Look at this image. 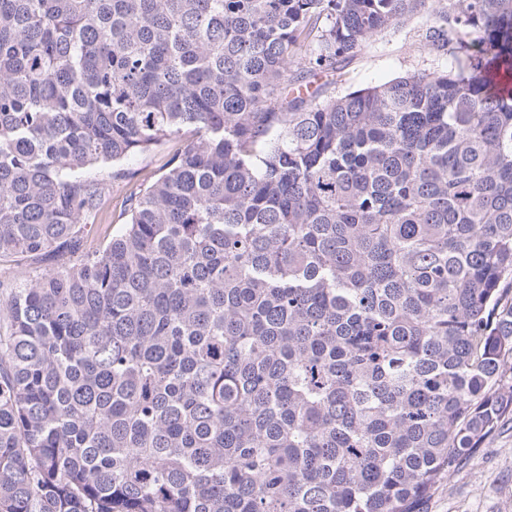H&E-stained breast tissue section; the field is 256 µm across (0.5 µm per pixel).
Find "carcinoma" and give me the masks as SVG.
Instances as JSON below:
<instances>
[{
    "label": "carcinoma",
    "instance_id": "cac0c4a2",
    "mask_svg": "<svg viewBox=\"0 0 512 512\" xmlns=\"http://www.w3.org/2000/svg\"><path fill=\"white\" fill-rule=\"evenodd\" d=\"M450 70L323 97L394 24ZM186 136L103 247L95 167ZM0 512H420L512 420V0H0Z\"/></svg>",
    "mask_w": 512,
    "mask_h": 512
}]
</instances>
